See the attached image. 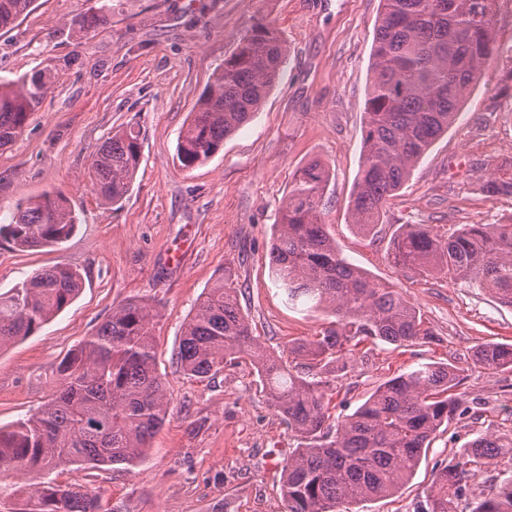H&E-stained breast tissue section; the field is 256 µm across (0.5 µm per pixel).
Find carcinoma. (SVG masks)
Returning a JSON list of instances; mask_svg holds the SVG:
<instances>
[{"mask_svg":"<svg viewBox=\"0 0 512 512\" xmlns=\"http://www.w3.org/2000/svg\"><path fill=\"white\" fill-rule=\"evenodd\" d=\"M34 0H0V30L27 14ZM366 123L357 178L349 197L352 223L363 231L380 220L389 197L455 122L470 89L495 52L498 0H381ZM112 2L78 22L88 31L110 23ZM288 45L271 23L258 20L211 74L176 158L193 169L211 158L260 110L283 73ZM45 66L0 80V148L23 131L58 79ZM140 132L129 127L93 153L88 178L108 204L126 196L140 166ZM329 170L318 159L304 166L273 225L271 276L288 304L322 310L334 320L317 336L288 341L292 367L253 335L229 271L202 293L185 324L177 363L204 378L224 365L245 362L259 378L270 407L295 432L298 446L282 465L286 512H336L345 503L394 495L420 464L436 433L463 412L455 395L458 368L422 364L379 384L352 413L334 416L330 405L338 374L365 342L402 346L427 342L432 332L395 285L353 265L321 222ZM77 216L52 193L20 203L0 236L20 251L59 245ZM391 262L410 272L440 271L485 288L512 306V223L459 224L442 240L425 224H403L390 241ZM81 275L56 266L0 291V349L32 336L68 307ZM155 306L131 299L62 361L61 385L28 418L0 427V509L3 512H100L83 485L58 484L50 475L67 467L140 463L168 415L165 383L156 369ZM492 371L512 370V344L490 343L474 354ZM482 459L512 461V435L479 436L441 468L426 490L422 512H458L465 477ZM36 474L34 483L6 484ZM469 512H512V479L470 502Z\"/></svg>","mask_w":512,"mask_h":512,"instance_id":"cac0c4a2","label":"carcinoma"}]
</instances>
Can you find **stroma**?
<instances>
[{"label": "stroma", "mask_w": 512, "mask_h": 512, "mask_svg": "<svg viewBox=\"0 0 512 512\" xmlns=\"http://www.w3.org/2000/svg\"><path fill=\"white\" fill-rule=\"evenodd\" d=\"M100 0H34L0 31V77L47 64L57 81L0 148V224L18 203L56 192L79 222L57 246L20 251L0 238V291L33 272L67 265L83 287L35 335L0 349V426L29 417L60 386L61 360L130 299L157 306V370L169 416L137 466L72 469L108 512H285L282 465L294 432L268 406L250 365L194 378L176 364L180 334L199 297L231 269L254 335L275 352L318 335L327 313L290 307L269 275L279 208L298 170L317 159L330 171L321 215L349 260L397 283L433 337L395 346L363 343L336 381L335 414L353 412L384 380L424 363L461 371L466 411L441 428L414 476L393 496L352 512H420L425 490L464 443L512 434V371L474 362L488 342L512 343V306L445 275L401 272L389 261L403 224L447 238L459 224L512 218V194H492L493 176L512 177V0H499L497 51L465 98L456 123L389 198L376 236L357 231L347 210L365 126L374 28L380 0H112L109 25L76 33ZM288 43L283 76L249 123L191 170L176 161L179 133L213 70L258 18ZM141 130V162L125 198L104 203L87 171L93 152L116 131Z\"/></svg>", "instance_id": "35a3bbf8"}]
</instances>
